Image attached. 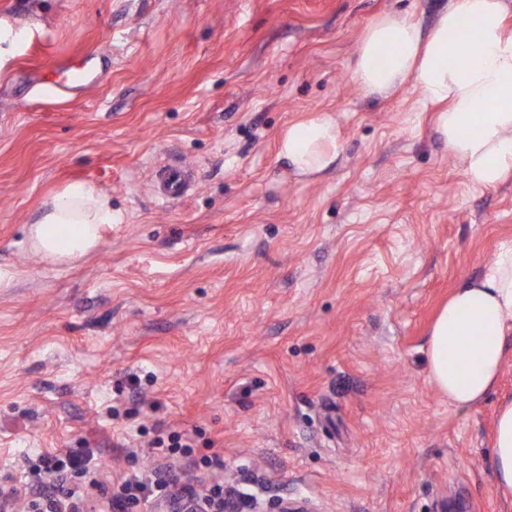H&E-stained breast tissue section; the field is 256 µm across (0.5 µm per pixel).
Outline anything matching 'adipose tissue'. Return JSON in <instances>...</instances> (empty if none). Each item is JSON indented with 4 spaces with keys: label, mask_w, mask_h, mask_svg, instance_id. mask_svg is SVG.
Masks as SVG:
<instances>
[{
    "label": "adipose tissue",
    "mask_w": 512,
    "mask_h": 512,
    "mask_svg": "<svg viewBox=\"0 0 512 512\" xmlns=\"http://www.w3.org/2000/svg\"><path fill=\"white\" fill-rule=\"evenodd\" d=\"M352 78L368 96L400 91L433 113L438 138L467 182L493 189L512 177V0H449L431 25L387 12L362 32ZM342 151L333 113L288 126L278 155L297 175L331 169ZM112 197L78 182L50 196L25 227L40 262L68 264L95 251L111 225ZM512 352V242L483 274L457 288L427 341L428 380L450 406L470 409L495 388ZM496 487L512 494V399L500 402L488 457Z\"/></svg>",
    "instance_id": "adipose-tissue-1"
}]
</instances>
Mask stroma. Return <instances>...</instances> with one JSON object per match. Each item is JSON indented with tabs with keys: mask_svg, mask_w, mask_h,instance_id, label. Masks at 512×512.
Wrapping results in <instances>:
<instances>
[{
	"mask_svg": "<svg viewBox=\"0 0 512 512\" xmlns=\"http://www.w3.org/2000/svg\"><path fill=\"white\" fill-rule=\"evenodd\" d=\"M448 0H0V491L27 461L90 448L105 490L141 467L316 512H512L486 459L495 390L460 411L429 383L440 305L512 242V179L469 185L428 112L352 79L384 12ZM90 84L51 88L63 58ZM334 112L316 180L280 159L288 123ZM193 169L158 199L162 164ZM112 197L93 254L39 262L23 232L53 192ZM190 437V460L151 440ZM218 465L197 469L207 457Z\"/></svg>",
	"mask_w": 512,
	"mask_h": 512,
	"instance_id": "obj_1",
	"label": "stroma"
}]
</instances>
